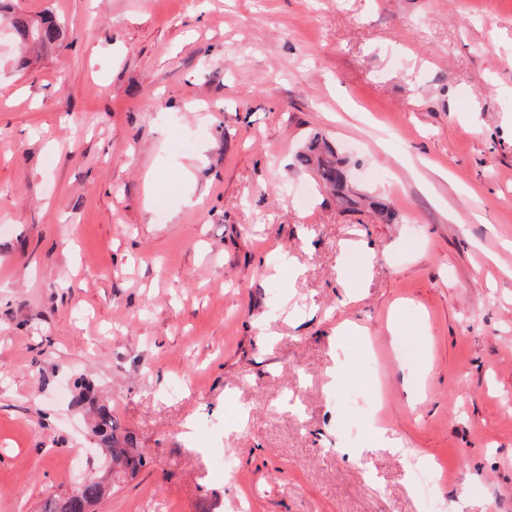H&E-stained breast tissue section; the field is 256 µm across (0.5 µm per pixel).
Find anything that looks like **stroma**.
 Listing matches in <instances>:
<instances>
[{
  "mask_svg": "<svg viewBox=\"0 0 512 512\" xmlns=\"http://www.w3.org/2000/svg\"><path fill=\"white\" fill-rule=\"evenodd\" d=\"M11 6L0 512L101 475L79 382L145 460L95 512H512V0ZM7 20L22 41L35 47L43 48L55 42L60 35L59 26L51 16L45 15L34 21L25 17L2 15L0 5V24ZM318 137L314 140L308 152L302 153L299 160L302 165H316L321 179L325 184L329 185L335 192L336 197L342 205L350 209H354L362 201L368 202V205L380 213H389V205L377 196H369L356 192L349 179V172L346 161L336 157L332 159V154L327 147L324 146L325 152L329 155L324 159L320 156H312V153L319 149Z\"/></svg>",
  "mask_w": 512,
  "mask_h": 512,
  "instance_id": "1",
  "label": "stroma"
}]
</instances>
